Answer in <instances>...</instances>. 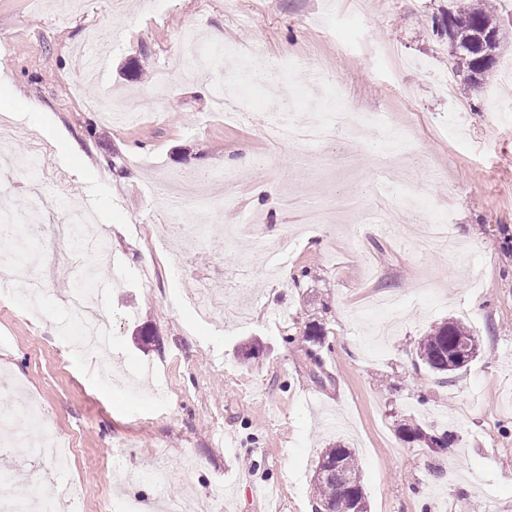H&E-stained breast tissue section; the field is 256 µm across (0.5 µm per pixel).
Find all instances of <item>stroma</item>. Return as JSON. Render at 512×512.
I'll return each mask as SVG.
<instances>
[{
    "mask_svg": "<svg viewBox=\"0 0 512 512\" xmlns=\"http://www.w3.org/2000/svg\"><path fill=\"white\" fill-rule=\"evenodd\" d=\"M0 0V123L33 132L67 169L62 214L79 205L107 235L105 254L73 250L77 270L109 285L89 301L110 325L128 371L160 366L142 385L105 386L98 362L67 357L61 303L72 277L43 271L42 317L27 285L0 299V408L41 403L75 452L59 473L26 448L0 446V475L42 474L41 495L99 512L106 460L162 469L163 487L131 480L112 499H182L194 512L215 483L227 512H315L323 448L355 449L369 512H512V92L494 70L485 91L444 95L449 66L431 18L448 0ZM224 34L206 37V29ZM220 65L182 69L187 51ZM302 56L272 103L273 61ZM314 106L383 112L382 134L274 143L265 120ZM408 139L392 152L395 130ZM245 156L249 166L236 167ZM174 172L229 176L236 210L203 205L193 246L156 240L174 207L156 183ZM387 179L388 231L360 223ZM460 199L444 211L445 186ZM443 212L460 244L426 252L416 209ZM326 205L306 227L307 206ZM297 236L269 275L284 232ZM230 291L245 321L202 320L187 305L203 283ZM453 318L480 338L478 357L448 383L416 367L415 343ZM319 323L322 344L303 341ZM418 423L456 434L447 449L408 445ZM230 429L219 444L214 433Z\"/></svg>",
    "mask_w": 512,
    "mask_h": 512,
    "instance_id": "obj_1",
    "label": "stroma"
}]
</instances>
